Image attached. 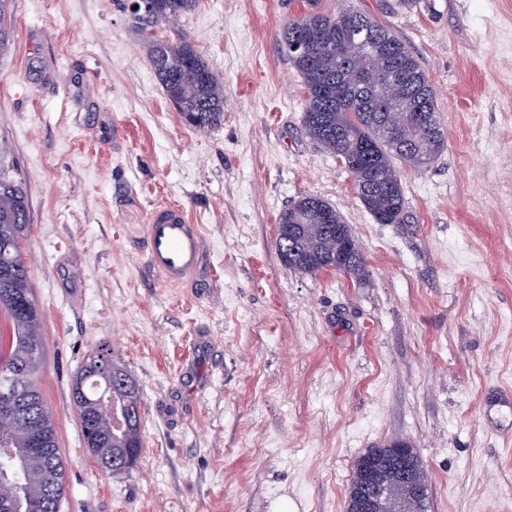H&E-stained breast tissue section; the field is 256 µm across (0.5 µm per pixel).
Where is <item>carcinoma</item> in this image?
I'll return each instance as SVG.
<instances>
[{"mask_svg":"<svg viewBox=\"0 0 512 512\" xmlns=\"http://www.w3.org/2000/svg\"><path fill=\"white\" fill-rule=\"evenodd\" d=\"M197 0H151L148 11L131 12L140 40L169 101L189 125L212 130L224 120V89L205 58L185 35L172 39L167 25L189 12ZM368 25L370 49L387 65L393 79L384 98L373 96L365 84L375 75L354 67L343 68L351 28ZM313 31L312 52L300 56L288 52V42L303 30ZM280 42L286 56L303 78L307 92L304 124L310 137L346 163L359 197L379 224H396L404 212V195L398 165L427 167L445 144L443 124L431 81L406 44L388 27L365 11L345 9L336 13L313 10L286 21ZM13 44L11 0H0V58ZM29 199L22 181L0 169V313L9 323V335L0 336V385L12 381L10 393H0V442L14 448L57 447L54 423L47 409L28 424H17L8 411L18 396L35 393L43 400L35 376L42 350L40 310L30 285V270L19 240L28 226ZM340 213L324 200L305 196L282 212L278 226L299 224L303 239L298 251L290 252L288 238L277 239L278 249H287L286 264L316 274L325 270L329 258L342 250L339 240L326 235L325 224H341ZM112 372L130 379L126 388L116 385L117 405L132 412L129 427L112 436L104 426V408L94 404L100 394L96 378L79 369L71 384L73 402L92 423L83 434L85 447L100 462L116 458L110 472L123 473L120 455L127 448L141 457L140 389L119 358ZM393 445L370 448L355 462L350 486L364 478V463L372 456L386 455ZM17 479L29 512H53L54 503L65 495L62 458L48 463L45 456L29 457L20 470L0 461V484Z\"/></svg>","mask_w":512,"mask_h":512,"instance_id":"1","label":"carcinoma"}]
</instances>
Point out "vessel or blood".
<instances>
[{
    "label": "vessel or blood",
    "instance_id": "vessel-or-blood-1",
    "mask_svg": "<svg viewBox=\"0 0 512 512\" xmlns=\"http://www.w3.org/2000/svg\"><path fill=\"white\" fill-rule=\"evenodd\" d=\"M203 252L200 227L182 210L168 205L151 210L145 233V262L151 272L167 284H179L197 271Z\"/></svg>",
    "mask_w": 512,
    "mask_h": 512
}]
</instances>
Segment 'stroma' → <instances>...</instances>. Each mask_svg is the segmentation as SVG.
<instances>
[{"instance_id":"obj_1","label":"stroma","mask_w":512,"mask_h":512,"mask_svg":"<svg viewBox=\"0 0 512 512\" xmlns=\"http://www.w3.org/2000/svg\"><path fill=\"white\" fill-rule=\"evenodd\" d=\"M320 7L373 14L436 90L445 147L402 167L400 223H376L304 126L278 34L306 0H198L174 21L224 85L211 131L166 98L124 0H13L0 164L28 190L62 512H345L355 460L398 440L428 512H512V443L481 403L512 387V0ZM303 196L340 212L363 279L282 261L278 219ZM159 204L204 239L178 286L145 265ZM104 345L141 396L143 454L119 475L89 453L71 396Z\"/></svg>"}]
</instances>
